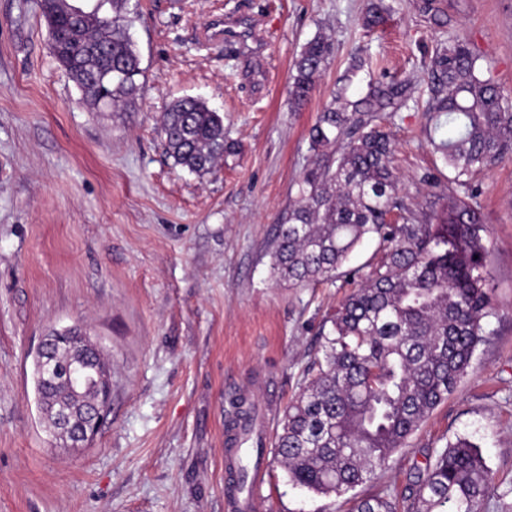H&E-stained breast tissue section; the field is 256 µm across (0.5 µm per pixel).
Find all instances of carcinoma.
Here are the masks:
<instances>
[{
    "mask_svg": "<svg viewBox=\"0 0 512 512\" xmlns=\"http://www.w3.org/2000/svg\"><path fill=\"white\" fill-rule=\"evenodd\" d=\"M112 26L69 22V0H39L49 50L94 109L135 104L145 77L130 33L131 0H98ZM110 49L112 85L101 101L87 89L106 65L96 46ZM334 52L323 34L307 41L294 62L288 95L302 106ZM435 80L426 102L430 138L448 167V201L428 200L415 212L399 198L395 143L382 122L407 106L402 87L369 81L364 96H347L339 79L331 101L309 130L311 165L276 226L273 269L293 284L333 276L366 238L382 255L331 316L311 378L284 412L276 457L288 482L317 495L340 497L371 479L467 373L495 311L476 177L512 159V98L484 75L480 56L458 36L436 46ZM174 165L208 173L235 145L224 118L195 97L177 100L161 122ZM37 405L51 421L54 407L72 403L65 383L34 371ZM409 504L376 495L355 499L351 512H482L495 500L512 512V485L503 489L480 448L450 443L436 462L414 475Z\"/></svg>",
    "mask_w": 512,
    "mask_h": 512,
    "instance_id": "obj_1",
    "label": "carcinoma"
}]
</instances>
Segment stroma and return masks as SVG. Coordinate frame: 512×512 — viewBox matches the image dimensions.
<instances>
[{
  "mask_svg": "<svg viewBox=\"0 0 512 512\" xmlns=\"http://www.w3.org/2000/svg\"><path fill=\"white\" fill-rule=\"evenodd\" d=\"M382 5L376 27L363 18ZM132 33L146 71L132 112H92L49 52L37 0H0V512H225L233 399L269 409L252 480L258 512H350L292 486L275 443L308 379L322 329L377 262L366 241L328 281L271 269L275 226L309 167L308 132L352 52L369 79L411 103L389 125L406 207L448 193L424 112L437 43L457 34L512 96V0H139ZM235 21L236 43L209 40ZM336 52L302 108L286 87L303 45ZM198 97L238 143L205 176L174 165L167 107ZM496 311L467 374L359 496L412 492L416 470L469 439L512 480V160L481 178ZM81 322L110 365L108 414L92 443L56 445L38 411L33 357L49 329Z\"/></svg>",
  "mask_w": 512,
  "mask_h": 512,
  "instance_id": "obj_1",
  "label": "stroma"
}]
</instances>
